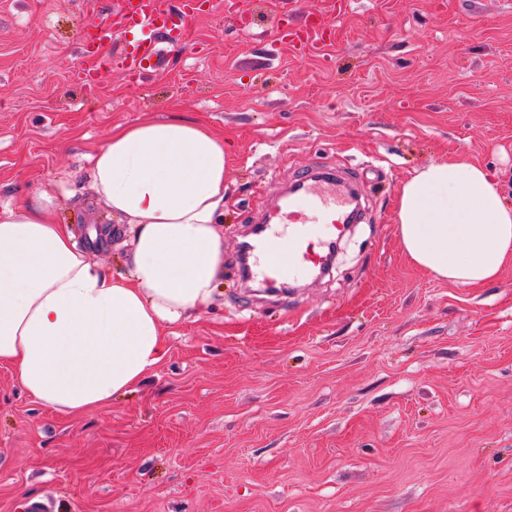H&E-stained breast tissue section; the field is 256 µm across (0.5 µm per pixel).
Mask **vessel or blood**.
<instances>
[{"mask_svg": "<svg viewBox=\"0 0 512 512\" xmlns=\"http://www.w3.org/2000/svg\"><path fill=\"white\" fill-rule=\"evenodd\" d=\"M121 9L128 12L135 31L129 49L118 56L97 50L76 75L85 87L99 86L115 70L143 78L160 51L154 32L163 29L174 42H185L190 22L202 14L201 0H182L176 14L166 0H121ZM334 33L333 23L323 15L295 38L301 48L318 52L331 45ZM347 188V178L324 165L292 179L288 190L271 203L247 246L243 267L248 279L279 291L289 281L325 273L346 226L359 220Z\"/></svg>", "mask_w": 512, "mask_h": 512, "instance_id": "1", "label": "vessel or blood"}]
</instances>
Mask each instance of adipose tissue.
I'll return each instance as SVG.
<instances>
[{
	"instance_id": "adipose-tissue-1",
	"label": "adipose tissue",
	"mask_w": 512,
	"mask_h": 512,
	"mask_svg": "<svg viewBox=\"0 0 512 512\" xmlns=\"http://www.w3.org/2000/svg\"><path fill=\"white\" fill-rule=\"evenodd\" d=\"M89 161L98 201L130 227L126 273L79 246L46 192L0 207V365L65 416L139 386L169 352L164 327L208 305L224 274L222 134L178 118L119 125ZM396 219L406 254L436 278L488 284L512 263V207L473 162L415 170Z\"/></svg>"
}]
</instances>
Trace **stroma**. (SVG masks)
<instances>
[{
	"label": "stroma",
	"mask_w": 512,
	"mask_h": 512,
	"mask_svg": "<svg viewBox=\"0 0 512 512\" xmlns=\"http://www.w3.org/2000/svg\"><path fill=\"white\" fill-rule=\"evenodd\" d=\"M120 0H0V201L126 270L88 154L114 125L178 115L222 133L224 276L111 405L55 414L0 366V512H512V264L483 287L406 257L397 194L430 161L487 170L512 204V0H350L333 45L270 35L321 0H220L141 81L72 80ZM361 179L366 223L287 295L241 278L259 209L301 169Z\"/></svg>",
	"instance_id": "stroma-1"
}]
</instances>
